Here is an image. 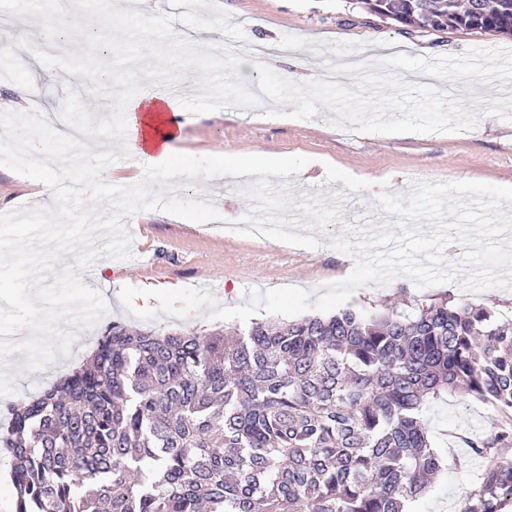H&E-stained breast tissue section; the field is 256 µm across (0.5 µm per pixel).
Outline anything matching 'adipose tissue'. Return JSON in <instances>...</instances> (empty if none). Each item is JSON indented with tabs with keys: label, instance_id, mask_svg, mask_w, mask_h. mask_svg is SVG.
Wrapping results in <instances>:
<instances>
[{
	"label": "adipose tissue",
	"instance_id": "adipose-tissue-1",
	"mask_svg": "<svg viewBox=\"0 0 512 512\" xmlns=\"http://www.w3.org/2000/svg\"><path fill=\"white\" fill-rule=\"evenodd\" d=\"M178 109V102L164 93L126 100L122 105L124 122L120 135L123 151L149 159L167 169L171 176L186 175L187 167L178 163L172 149L175 134L165 118L166 112Z\"/></svg>",
	"mask_w": 512,
	"mask_h": 512
}]
</instances>
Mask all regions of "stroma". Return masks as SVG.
Masks as SVG:
<instances>
[{"label": "stroma", "instance_id": "obj_1", "mask_svg": "<svg viewBox=\"0 0 512 512\" xmlns=\"http://www.w3.org/2000/svg\"><path fill=\"white\" fill-rule=\"evenodd\" d=\"M221 8L231 23L242 27L243 41H234L218 31L194 30L173 22L176 37L203 44L213 40L242 50L253 46L252 69H241L244 87L253 86L258 67L264 66L298 84L324 77L327 63L372 62L398 53L409 56L461 55L475 47L512 48V38L495 33L465 29L412 31L394 21L364 10L359 0H221ZM42 37L38 18L0 11V40L10 50L0 52V73L9 82L0 84V112L27 110L18 102L16 89H29L40 97L41 112L56 116L55 128L66 132L59 120L67 91L77 93L94 118H107L114 111L117 88L106 83L95 88L93 82H65L61 69L37 64L22 66L16 47L27 44L28 36ZM268 118H259V111ZM287 112L286 120L271 119L274 111ZM292 105L266 100L264 108L228 106L207 114L183 113L175 126L176 154L191 157L200 170L209 169L215 152L238 155L241 162L258 163L261 154L305 156L312 160L308 173L289 177H270L267 182L251 180L249 190L227 184L214 175L206 185L184 186L183 197L211 202L243 219L257 209L254 190L267 185L294 198L343 193L342 219L318 233L319 248L282 246L267 237L242 236L219 230H203L201 223L180 224L162 212H144L140 226L132 227L133 257L119 260L100 256L97 267L106 271L109 285L102 293L108 312L92 327L75 332L71 354L57 357L49 366L31 371L17 363L0 373V423L7 421L10 404L27 400L81 364L97 340L112 323L142 327L120 303V287L176 290L204 288L215 301L226 306L244 305L248 291L283 286L315 289L348 276L353 268L351 256L335 249L330 241L342 232L343 223L368 222L385 225L388 214L375 207L380 183L388 193L407 194L416 182L478 181L512 186V121L482 118L476 127L454 134L429 133L389 137L383 134L352 133L332 124L334 114L320 108L312 120L292 118ZM42 183L0 167V213L23 207H47ZM455 299L488 306L502 317L512 316V291L491 289L479 293L463 291L446 283L424 289L408 278L399 277L385 285L368 284L355 291L348 305L355 309L396 308L411 313L416 300L443 294ZM425 417L433 447L448 460L432 487L410 504V512H457L464 496L480 481L486 458L474 456L469 439L488 438L512 426L507 417L492 405L460 393H449L430 401Z\"/></svg>", "mask_w": 512, "mask_h": 512}]
</instances>
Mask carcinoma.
<instances>
[{
    "instance_id": "1",
    "label": "carcinoma",
    "mask_w": 512,
    "mask_h": 512,
    "mask_svg": "<svg viewBox=\"0 0 512 512\" xmlns=\"http://www.w3.org/2000/svg\"><path fill=\"white\" fill-rule=\"evenodd\" d=\"M362 0L403 27L512 35V0ZM460 392L512 412V320L452 297L245 333L112 323L79 367L10 409L17 512H408L445 468L424 409ZM505 428L471 442L482 457ZM512 459L458 512H502Z\"/></svg>"
}]
</instances>
